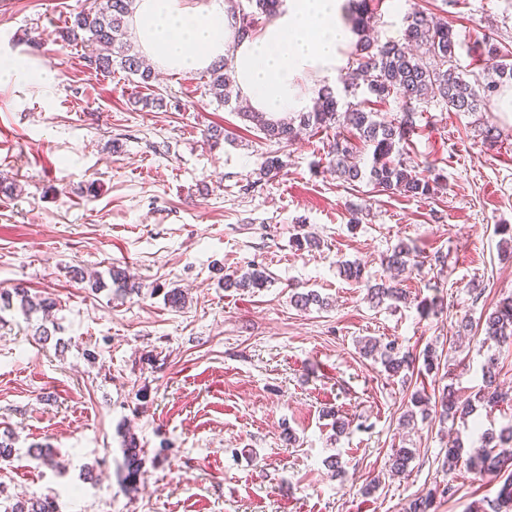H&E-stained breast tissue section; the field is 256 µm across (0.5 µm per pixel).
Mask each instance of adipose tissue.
Here are the masks:
<instances>
[{
  "label": "adipose tissue",
  "mask_w": 512,
  "mask_h": 512,
  "mask_svg": "<svg viewBox=\"0 0 512 512\" xmlns=\"http://www.w3.org/2000/svg\"><path fill=\"white\" fill-rule=\"evenodd\" d=\"M133 33L161 69L191 73L228 59L251 110L304 112L347 61L353 34L345 0H283L239 35L225 0H137Z\"/></svg>",
  "instance_id": "obj_1"
}]
</instances>
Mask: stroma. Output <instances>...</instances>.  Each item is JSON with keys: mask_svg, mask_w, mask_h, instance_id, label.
I'll list each match as a JSON object with an SVG mask.
<instances>
[{"mask_svg": "<svg viewBox=\"0 0 512 512\" xmlns=\"http://www.w3.org/2000/svg\"><path fill=\"white\" fill-rule=\"evenodd\" d=\"M91 3L0 0V58L56 73L48 86L0 90L9 131L0 180L20 186L0 193V291L21 284L54 302L46 316L17 305L0 313V435L12 433L16 448L0 462V507L37 493L58 512H405L449 479L457 492L434 512H475L498 486L462 466L445 473V450L475 440L473 421L511 425L512 405L477 409L470 422L402 420L414 392L449 385L464 401L482 384L483 335H457L455 324L512 297V254L497 232L512 226V114L493 104L452 112L431 99L405 160L419 172L435 166L444 189L407 197L350 185L327 168L326 132L288 146L265 140L208 95L207 71L159 70L145 89L123 72L88 69L84 45L55 34ZM416 8L448 18L467 75L478 72L477 39L512 50V0H380L374 35L400 38ZM134 96L163 106H134ZM485 124L500 131L496 146L483 143ZM214 126L224 130L216 144L203 136ZM270 154L284 167L260 178ZM249 180L254 191L242 193ZM301 224L318 246L297 249ZM401 242L442 264L404 274L407 303H368L342 263L383 277V256ZM253 264L269 273L265 288L225 287L226 273ZM113 269L134 291H118ZM296 287L329 307L296 308ZM174 288L183 307L164 300ZM436 297L442 312H423ZM41 326L47 339L35 334ZM394 336L436 350L438 370L390 378L360 355L358 339ZM329 410L348 421L344 435ZM128 434L143 450L131 494L120 487ZM35 445L56 448L57 467L29 456ZM401 446L415 457L389 476ZM331 457L344 478L328 469Z\"/></svg>", "mask_w": 512, "mask_h": 512, "instance_id": "35a3bbf8", "label": "stroma"}]
</instances>
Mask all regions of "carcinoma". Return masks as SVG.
<instances>
[{"label": "carcinoma", "instance_id": "obj_1", "mask_svg": "<svg viewBox=\"0 0 512 512\" xmlns=\"http://www.w3.org/2000/svg\"><path fill=\"white\" fill-rule=\"evenodd\" d=\"M135 0H93L91 6L70 18V22L57 31V39L64 43L90 42L99 53L85 60L86 67L103 76L120 70L138 78L143 87L150 86L154 73L139 53L124 41L128 18L134 12ZM355 25L359 36L353 52L352 64L344 80L345 91L352 95L363 93L367 98L347 104L339 111V100L333 89H324L321 100L312 112H290L281 117H271L265 112H244L242 117L265 138L279 143H291L302 132L333 130L335 134L327 152L329 170L348 184L367 181L379 192L399 193L405 196H426L442 186L441 174L429 166L426 174L412 170L403 158L402 145L409 144L410 134L416 129L417 105L440 97L455 112H480L498 90V81L512 79V55L496 43L481 40V61L485 68L498 77L484 83L469 81L456 66V41L448 19L425 11H415L407 16V26L399 39L383 43L367 36L370 23L376 18L377 7L372 0H359L353 4ZM208 94L221 105H230L235 81L232 70L221 61L208 71ZM381 102L390 99L401 104L400 116L385 122L376 119L377 113L369 110V98ZM372 147V161L367 167L353 162L358 144ZM413 251L403 242L398 243L384 258L393 276L373 285H366L368 302L380 304L385 300L403 302L407 299L401 288L399 276L409 269ZM270 281L269 274L259 266L243 273L234 271L224 275L226 288H264ZM18 299L26 315L50 310L54 303L48 298L31 296L28 289L15 287L0 292V310H8L13 299ZM291 301L304 309L310 306L324 308L326 300L315 291L295 292ZM499 346L512 343V298L505 299L485 318L483 343ZM363 353L379 362L390 377L415 369L423 361L427 371L439 368L435 351L425 349L418 354L402 347L395 340L385 343L364 340ZM498 358L491 356L482 366L483 388L476 394V401L485 408L512 401V392L503 390L497 382ZM410 403L421 409L422 416L429 415L431 406L440 408V417L467 419L475 411L471 401L460 402L451 387L442 390L438 401L431 402L415 392ZM141 448L130 439L124 448L122 484L125 490L137 489L141 477ZM415 458L410 448H395L390 456V472L404 473ZM446 467L454 471L460 464L473 473L500 480L495 499L480 506L476 512H512V426L495 434H481L479 446L468 450L457 438L448 442L445 449ZM453 483L435 487L412 500L405 512H431L436 498L455 495ZM4 512H58L50 496L33 495L6 507Z\"/></svg>", "mask_w": 512, "mask_h": 512}]
</instances>
